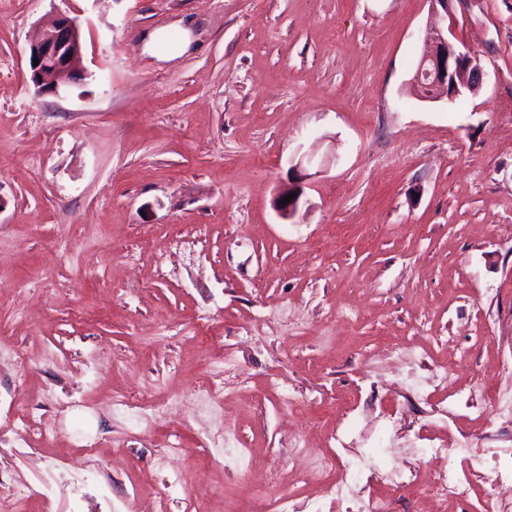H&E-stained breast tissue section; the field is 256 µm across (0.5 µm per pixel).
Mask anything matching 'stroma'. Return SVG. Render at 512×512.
I'll use <instances>...</instances> for the list:
<instances>
[{
  "label": "stroma",
  "mask_w": 512,
  "mask_h": 512,
  "mask_svg": "<svg viewBox=\"0 0 512 512\" xmlns=\"http://www.w3.org/2000/svg\"><path fill=\"white\" fill-rule=\"evenodd\" d=\"M451 6L454 43L485 70L452 107L408 85L428 0H0V356L25 362L0 369V476L48 492L18 512H190L219 485L224 512H275L222 458L197 457L229 431L297 512L348 505L295 483L292 433L315 471L343 424L340 465L365 478L417 462L476 483L512 445V414L493 410L489 440L464 390L481 379L512 397V239L498 230L512 224V0ZM57 12L78 19L86 68L59 97L36 94L28 54ZM167 26L192 43L161 61L144 43ZM298 172L288 220L275 198ZM175 234L195 259L168 253ZM274 307L300 320L293 337L244 338ZM481 321L493 329L477 339ZM419 330L447 347L391 376L375 350ZM227 353L240 392L226 417L191 414ZM279 374L319 404L290 412L268 385ZM116 392L169 398L183 455L158 467L145 424L113 414ZM23 410L54 438L15 453ZM437 441L446 459L426 455Z\"/></svg>",
  "instance_id": "1"
}]
</instances>
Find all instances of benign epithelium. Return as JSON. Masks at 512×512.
Instances as JSON below:
<instances>
[{
	"label": "benign epithelium",
	"mask_w": 512,
	"mask_h": 512,
	"mask_svg": "<svg viewBox=\"0 0 512 512\" xmlns=\"http://www.w3.org/2000/svg\"><path fill=\"white\" fill-rule=\"evenodd\" d=\"M30 79L36 91L60 95L85 74L83 43L78 20L66 13H58L46 25L37 29L28 45ZM485 71L478 54L462 52L448 39L444 28L436 27L426 43L410 80L413 95L423 102L442 99L453 106L464 93L476 94L483 86ZM295 194L290 203L277 206L285 218L295 215L303 194V180L298 178L283 188L277 201Z\"/></svg>",
	"instance_id": "obj_1"
}]
</instances>
